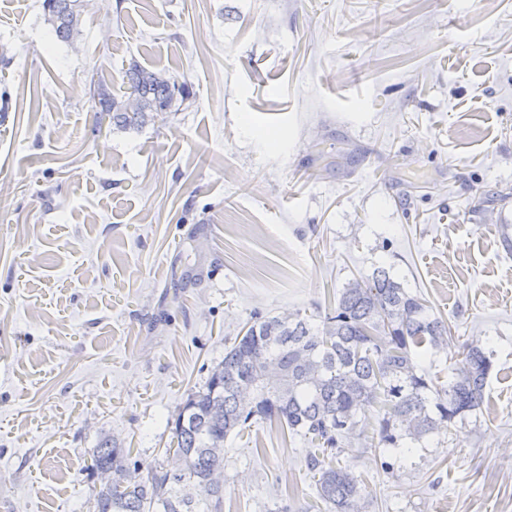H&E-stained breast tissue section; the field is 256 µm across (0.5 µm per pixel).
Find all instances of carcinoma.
<instances>
[{"mask_svg":"<svg viewBox=\"0 0 512 512\" xmlns=\"http://www.w3.org/2000/svg\"><path fill=\"white\" fill-rule=\"evenodd\" d=\"M79 4L44 0L56 40L72 44L79 36ZM178 95L190 97L187 84L133 61L121 90L98 86L95 107L99 120L139 129L172 111ZM131 96L137 111L125 108ZM448 332L383 267L342 288L319 325L299 314L254 317L170 419L168 451L179 467L133 461L114 438L98 443L88 469L112 470V483L95 490L93 512H223L224 487L209 484L208 476L224 470V440L256 423L286 428L317 448L307 468L324 512H362L363 479L338 455L367 413L377 411L378 443L410 455L413 448L399 446L401 440L420 443L483 405L492 361L481 343L463 345L446 385L419 373L418 358L445 351Z\"/></svg>","mask_w":512,"mask_h":512,"instance_id":"1","label":"carcinoma"}]
</instances>
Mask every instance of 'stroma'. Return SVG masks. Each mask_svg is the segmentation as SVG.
Masks as SVG:
<instances>
[{"label": "stroma", "mask_w": 512, "mask_h": 512, "mask_svg": "<svg viewBox=\"0 0 512 512\" xmlns=\"http://www.w3.org/2000/svg\"><path fill=\"white\" fill-rule=\"evenodd\" d=\"M0 0V512H91V452L168 463L167 420L257 315L390 271L492 351L481 412L405 458L358 427L364 512H512V0ZM191 96L138 130L90 85ZM310 445L224 443V512H315ZM82 0H44L48 20L53 27L56 40L72 44L80 34ZM84 8V1L81 2ZM166 76L163 71L149 69L136 61L131 62L123 71L119 92L114 93L103 84L98 86L97 100H94L99 124L108 118L116 129L138 130L149 124L159 112H171L176 92L182 100H187L190 91L187 83L178 85ZM131 96L139 101V111H134L138 104L134 99L128 101L129 112L126 110L125 101Z\"/></svg>", "instance_id": "obj_1"}]
</instances>
